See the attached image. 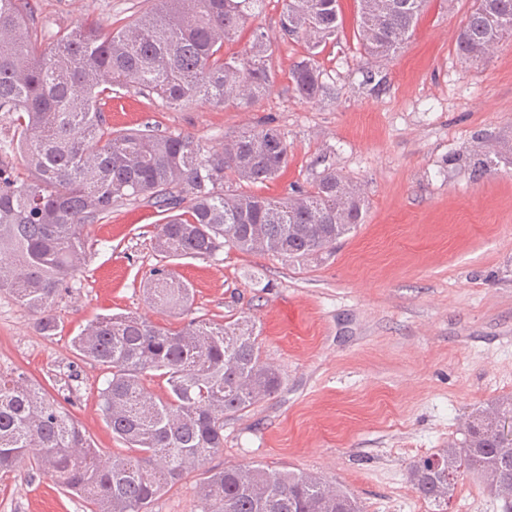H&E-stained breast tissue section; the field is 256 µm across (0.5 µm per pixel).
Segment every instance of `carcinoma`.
I'll return each instance as SVG.
<instances>
[{
  "label": "carcinoma",
  "mask_w": 512,
  "mask_h": 512,
  "mask_svg": "<svg viewBox=\"0 0 512 512\" xmlns=\"http://www.w3.org/2000/svg\"><path fill=\"white\" fill-rule=\"evenodd\" d=\"M132 25L105 30L82 23L49 33L35 24L30 0H0V292L37 316L39 331L59 325L53 309L86 259L85 226L127 201L167 212L156 249L165 258L214 257L228 246L303 260L330 251L366 215L359 189L334 171L286 198L224 188L263 183L288 164L276 128L242 132L204 156L187 136L145 126L115 132L102 113L112 87L156 95L179 110L204 100L253 105L272 87L268 36L256 29L236 55L231 40L267 0H152ZM356 38L364 54L388 57L411 37L427 0H357ZM339 0H286L284 39L310 49L294 63L296 94H325L316 49L336 34ZM512 36V0H475L457 35L461 57L484 59ZM23 155V164L16 155ZM496 149L478 143L465 158L471 173L496 172ZM147 298L163 310L190 311V286L160 266ZM102 370L98 400L128 454L102 459L70 413L24 372L0 374V472L30 460L91 512H148L184 473L224 447V416L242 412L280 385L262 356L256 326L190 319L160 327L135 315L97 318L72 339ZM167 384L153 396L147 378ZM512 400L477 413L464 439L409 467L420 496L447 512L462 471L485 478L487 491L512 512ZM201 512H362L353 493L315 475L227 466L199 490Z\"/></svg>",
  "instance_id": "carcinoma-1"
}]
</instances>
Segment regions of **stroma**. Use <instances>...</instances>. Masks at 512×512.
Instances as JSON below:
<instances>
[{"instance_id":"35a3bbf8","label":"stroma","mask_w":512,"mask_h":512,"mask_svg":"<svg viewBox=\"0 0 512 512\" xmlns=\"http://www.w3.org/2000/svg\"><path fill=\"white\" fill-rule=\"evenodd\" d=\"M57 32L86 19L132 23L149 0H34ZM342 23L318 49L330 94L306 102L289 72L304 41L280 36L283 0H268L254 26L273 42L269 93L253 107L196 103L183 110L120 89L105 100L113 129L152 124L192 138L201 152L245 129L278 128L288 165L246 192L286 197L333 170L362 192L364 224L337 245L296 261L224 249L171 259L191 285L192 317L255 323L280 387L224 419V447L168 488L150 512H200L199 487L227 465L261 464L319 475L353 492L364 512H433L409 481L413 460L463 438L471 416L512 398V37L479 62L462 60L456 37L473 0H428L413 36L390 58L363 55L356 0H339ZM387 84L362 87L367 70ZM496 145V174L474 179L456 156L476 136ZM166 214L146 202L114 205L87 225L88 262L54 309L56 335L0 293V373L38 380L104 455H121L97 397L100 369L71 339L104 314L133 313L160 325L183 317L147 300ZM0 512H85L81 499L28 465L0 475ZM448 512H502L481 479L462 475Z\"/></svg>"}]
</instances>
